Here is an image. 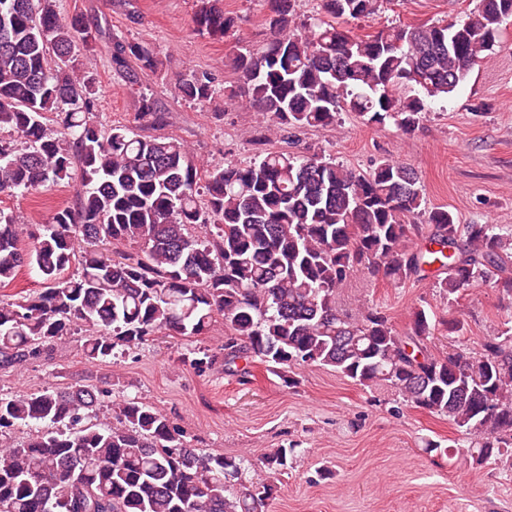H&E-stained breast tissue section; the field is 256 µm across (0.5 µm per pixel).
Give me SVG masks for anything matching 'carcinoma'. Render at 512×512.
Returning <instances> with one entry per match:
<instances>
[{"label": "carcinoma", "mask_w": 512, "mask_h": 512, "mask_svg": "<svg viewBox=\"0 0 512 512\" xmlns=\"http://www.w3.org/2000/svg\"><path fill=\"white\" fill-rule=\"evenodd\" d=\"M379 2L321 0L331 19L299 28L294 0H274V38L231 58L248 104L281 128L328 126L344 110L410 134L428 101L452 94L512 19V0H479L448 23L362 37L338 26ZM193 22L220 37L234 26L221 0H196ZM96 44L81 14L61 13L57 0H0V131L9 133L0 137V193L77 186L75 205L44 224H20L0 209V288L26 263L44 281L34 296L0 299V370L44 357L78 322L91 331L85 356L104 360L161 330L205 335L220 314L224 371L242 359L280 374L330 367L447 419L476 463L512 461V334L486 339L477 355L460 347L436 355L426 309L399 331L376 306L337 301L359 271L394 282L433 273L447 299L478 282L512 295V234L459 224L440 208L425 228L408 223L425 210L420 177L390 159L361 172L281 150L203 171L170 137L98 126L96 89L73 60ZM114 49L143 69L159 64L149 45ZM179 92L202 105L218 96L204 72L183 79ZM424 231L425 249L410 247ZM107 243L135 250L110 256ZM217 359L190 351L182 362L202 372ZM111 396L81 381L0 395V512H268L270 479L288 469L292 449H269L257 462L265 478L248 481V455L199 452L149 403L113 401L111 420L92 419ZM46 421L60 428L20 444L4 439Z\"/></svg>", "instance_id": "cac0c4a2"}]
</instances>
